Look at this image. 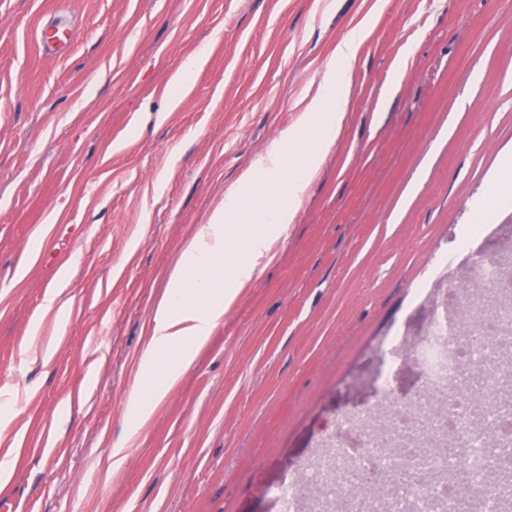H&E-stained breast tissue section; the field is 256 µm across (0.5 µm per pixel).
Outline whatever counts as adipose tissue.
Returning a JSON list of instances; mask_svg holds the SVG:
<instances>
[{
    "label": "adipose tissue",
    "instance_id": "adipose-tissue-1",
    "mask_svg": "<svg viewBox=\"0 0 512 512\" xmlns=\"http://www.w3.org/2000/svg\"><path fill=\"white\" fill-rule=\"evenodd\" d=\"M348 98L344 73L328 68L298 126L286 133V146L273 148L243 178L250 187L258 182L280 187V197L256 198L244 209L238 190H230L182 252L154 311L141 363L146 389L128 404L137 422H145L167 396L181 370L192 362L195 349L223 318L225 305L235 300L239 287L250 279L256 259L292 224L308 185L307 175L329 147ZM306 130L315 131V147L302 146L299 134ZM234 240L243 242V256L227 252L228 243Z\"/></svg>",
    "mask_w": 512,
    "mask_h": 512
}]
</instances>
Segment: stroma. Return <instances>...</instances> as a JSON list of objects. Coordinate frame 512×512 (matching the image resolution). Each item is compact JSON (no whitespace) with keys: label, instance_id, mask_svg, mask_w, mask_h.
Listing matches in <instances>:
<instances>
[{"label":"stroma","instance_id":"1","mask_svg":"<svg viewBox=\"0 0 512 512\" xmlns=\"http://www.w3.org/2000/svg\"><path fill=\"white\" fill-rule=\"evenodd\" d=\"M54 15L74 39L48 58ZM353 31L287 235L134 426L177 259ZM485 211L512 217V0H0V512H277ZM73 28L62 19L55 18L44 22L36 32V42L39 49L47 54H62L72 40Z\"/></svg>","mask_w":512,"mask_h":512}]
</instances>
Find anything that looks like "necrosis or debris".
Here are the masks:
<instances>
[{
    "instance_id": "1",
    "label": "necrosis or debris",
    "mask_w": 512,
    "mask_h": 512,
    "mask_svg": "<svg viewBox=\"0 0 512 512\" xmlns=\"http://www.w3.org/2000/svg\"><path fill=\"white\" fill-rule=\"evenodd\" d=\"M491 234L493 252L440 253L416 292L437 299L438 313L417 335L386 340L422 384L403 396L380 383L377 400L349 422L356 449L315 455L300 481L279 488V512H462L461 485L492 488L512 459V233L499 225ZM463 268L479 279L478 297L460 288Z\"/></svg>"
}]
</instances>
